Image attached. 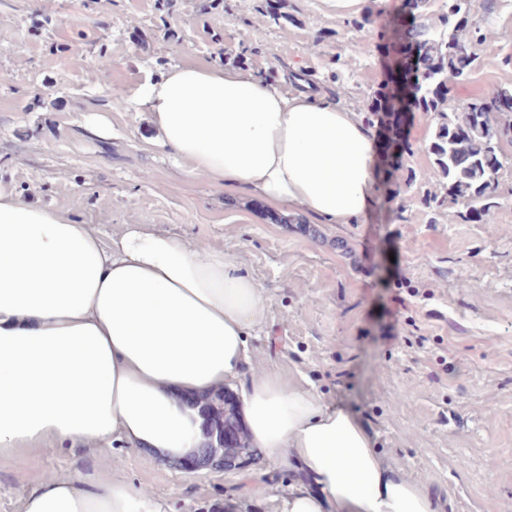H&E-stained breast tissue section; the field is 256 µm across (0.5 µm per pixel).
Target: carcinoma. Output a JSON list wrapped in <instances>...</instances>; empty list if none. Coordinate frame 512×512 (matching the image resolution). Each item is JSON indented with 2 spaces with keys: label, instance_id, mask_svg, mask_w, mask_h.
<instances>
[{
  "label": "carcinoma",
  "instance_id": "cac0c4a2",
  "mask_svg": "<svg viewBox=\"0 0 512 512\" xmlns=\"http://www.w3.org/2000/svg\"><path fill=\"white\" fill-rule=\"evenodd\" d=\"M442 29L395 20L387 36L392 53L385 95L390 117L383 155L407 149L400 127L407 112L426 113L435 126L430 144L437 171L448 180V195L440 204L465 209L469 220L491 218L496 204V180L506 160L501 144L512 139V85L496 86L480 100L460 109L448 104V81L464 80L484 35L472 21L473 0H448ZM415 60H410V56ZM203 430L202 460L219 466L235 459L252 443L240 419L237 403L224 388L196 398Z\"/></svg>",
  "mask_w": 512,
  "mask_h": 512
}]
</instances>
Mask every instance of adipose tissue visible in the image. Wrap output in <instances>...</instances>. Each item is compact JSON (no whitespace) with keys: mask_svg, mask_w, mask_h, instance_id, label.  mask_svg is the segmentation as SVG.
<instances>
[{"mask_svg":"<svg viewBox=\"0 0 512 512\" xmlns=\"http://www.w3.org/2000/svg\"><path fill=\"white\" fill-rule=\"evenodd\" d=\"M121 97L150 116L147 150L215 186L323 224L358 223L376 201L373 133L323 93L187 59ZM267 300L221 244L145 224L106 238L0 191V461L78 442L189 457L203 441L193 398L235 382L253 446L309 479L274 497L275 512H433L351 412L274 370L243 380ZM20 512L172 507L121 479L48 476Z\"/></svg>","mask_w":512,"mask_h":512,"instance_id":"ef3b65f1","label":"adipose tissue"}]
</instances>
